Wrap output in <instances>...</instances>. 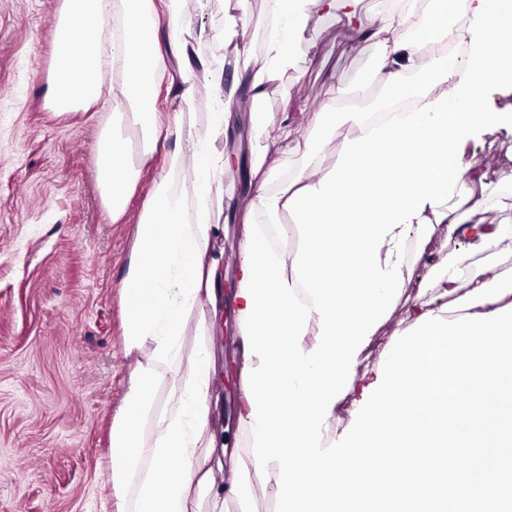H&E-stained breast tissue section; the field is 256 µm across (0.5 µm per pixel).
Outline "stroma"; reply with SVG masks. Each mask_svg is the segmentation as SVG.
<instances>
[{
  "label": "stroma",
  "instance_id": "stroma-1",
  "mask_svg": "<svg viewBox=\"0 0 512 512\" xmlns=\"http://www.w3.org/2000/svg\"><path fill=\"white\" fill-rule=\"evenodd\" d=\"M60 3L0 0V512H108L110 433L139 359L125 349L120 285L144 202L165 169L161 151L140 166L141 131L123 129L125 161L140 172L123 214L111 219L96 179L111 103L60 114L47 101ZM269 11V0H181L185 24L208 35L196 52L214 71L193 75L199 123L217 110L219 91L249 93V74L224 61V36L241 18L266 26ZM309 37L313 48L299 51L258 102L267 134L252 137L241 164L224 170L225 210H247L246 183L262 180L291 154L323 104L376 90V44L352 49L340 24ZM288 105L303 120L282 124ZM511 146L512 133L499 129L473 150L477 161H490L487 179L500 190L493 218L512 225ZM425 275L416 270L361 371L372 370L390 336L408 328L415 305L434 302V293L418 285ZM207 347L219 368L213 391L226 411L215 428L233 453L247 437L234 413L242 402L234 379L241 351L231 319H223Z\"/></svg>",
  "mask_w": 512,
  "mask_h": 512
}]
</instances>
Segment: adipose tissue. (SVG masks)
Returning a JSON list of instances; mask_svg holds the SVG:
<instances>
[{
  "instance_id": "obj_1",
  "label": "adipose tissue",
  "mask_w": 512,
  "mask_h": 512,
  "mask_svg": "<svg viewBox=\"0 0 512 512\" xmlns=\"http://www.w3.org/2000/svg\"><path fill=\"white\" fill-rule=\"evenodd\" d=\"M178 0H169L168 17L160 19L153 0H62L57 16L54 67L48 102L58 112L96 102L102 88L99 74L104 64L116 66L120 80L114 105L130 104L131 118L147 132L140 149L141 164H148L158 147H165L167 168L154 181L136 231L134 255L122 282L125 304L124 334L128 351L141 359L128 382V403L117 415L111 432L107 476L118 488L117 512H257L243 496L238 475L254 470L251 453L226 455L224 440L210 432L217 408L211 385L218 374L206 346L184 354L182 338L187 318L202 303H209L211 317L197 325L200 338L212 336L216 313L231 306L233 317L247 308L241 295L243 272H236V287L223 292L224 264L211 249L224 227L214 218V202L224 193V168L229 157L216 152L213 141L223 136L238 109L233 94H225L218 112L206 126H198L190 107L195 84L189 76L194 45L204 32H193L178 20ZM276 23L263 57H254L246 44L233 36L224 39V51L234 68L252 75V95L263 98L267 88L307 46L309 25L343 22L356 43L373 41L380 50L374 59V79L384 84L388 76L414 72L427 63L424 45L445 46L468 39L467 29L478 0H423L420 8L407 9L390 20L367 13L364 0H273ZM316 14H309V5ZM119 19L120 31L108 43L89 40L86 31ZM178 63L181 81L174 90L177 111L171 123L158 125L156 78ZM191 146L198 158L192 171L183 167L182 151ZM124 141L104 136L98 148V183L111 217L123 212L138 174L124 164ZM487 185L461 203L425 207L406 240L402 267L411 278L437 225L449 237L466 238L473 250L495 256L512 240V226L496 223ZM465 253L450 255L448 262L426 280L439 297L454 298L458 315L491 313L512 304V282L494 266L477 272L468 268ZM187 360L184 382L168 380L165 366ZM166 388V410L150 438L142 427L150 397L158 386ZM179 459L172 469L171 459ZM230 472L232 480L218 484L217 476ZM136 478L134 497L121 489Z\"/></svg>"
}]
</instances>
